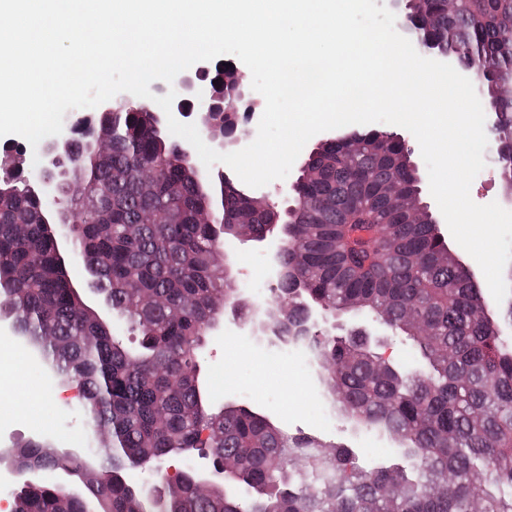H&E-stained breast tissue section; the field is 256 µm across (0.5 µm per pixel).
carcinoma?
Returning <instances> with one entry per match:
<instances>
[{
	"label": "carcinoma",
	"instance_id": "carcinoma-1",
	"mask_svg": "<svg viewBox=\"0 0 512 512\" xmlns=\"http://www.w3.org/2000/svg\"><path fill=\"white\" fill-rule=\"evenodd\" d=\"M400 9L426 50L473 69L512 195V95L503 93L512 86V0H458L451 13L447 0H401ZM235 118L202 112L200 130L222 141ZM98 125L110 153L83 144L67 156L53 217L20 167L26 146L0 152V164L13 165L0 178V317L56 382L79 387L84 434L103 435L110 449L75 490L29 474H76V457L42 441L12 444L3 461L19 476L17 512H471L476 499L483 512H512V336L497 332L512 322V298L489 307L408 176L407 148L376 129L359 134L356 154L342 143L316 147L285 214L221 179L202 180L148 106L115 100ZM205 209L211 224L198 220ZM243 209L253 237L273 228L285 246V281L261 301L277 312V339L309 336L330 412L393 441L412 469L360 464L350 449L290 436L248 406L208 403L202 338L223 316L249 320L256 307L224 262ZM61 224L73 236L66 257ZM75 264L112 317L86 303ZM308 307L347 318L345 332L305 327ZM369 320L403 336L421 369L383 360L355 331ZM191 448L210 449L215 467L231 462L224 484L198 490ZM171 458L181 462L175 487L162 469ZM152 467L161 491L151 498L128 473Z\"/></svg>",
	"mask_w": 512,
	"mask_h": 512
}]
</instances>
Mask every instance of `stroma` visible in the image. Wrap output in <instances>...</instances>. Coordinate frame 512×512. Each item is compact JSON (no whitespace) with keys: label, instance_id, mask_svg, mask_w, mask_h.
<instances>
[{"label":"stroma","instance_id":"stroma-1","mask_svg":"<svg viewBox=\"0 0 512 512\" xmlns=\"http://www.w3.org/2000/svg\"><path fill=\"white\" fill-rule=\"evenodd\" d=\"M228 253L247 295L270 287L269 266L256 246L234 242ZM23 356L19 345L0 336V448L35 436L62 450L85 446L83 432L69 419L81 400L79 390L47 376L40 388L27 385L31 369ZM204 358L213 407L245 401L288 434L343 443L363 463L398 462L388 440L353 433L342 420L330 416L319 393L316 367L297 358L293 350L266 345L228 328L208 336Z\"/></svg>","mask_w":512,"mask_h":512}]
</instances>
